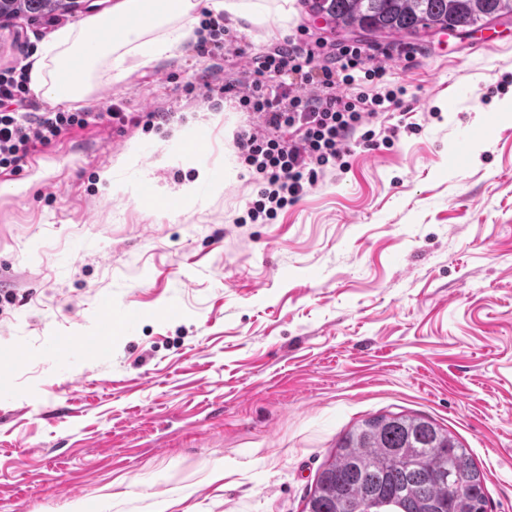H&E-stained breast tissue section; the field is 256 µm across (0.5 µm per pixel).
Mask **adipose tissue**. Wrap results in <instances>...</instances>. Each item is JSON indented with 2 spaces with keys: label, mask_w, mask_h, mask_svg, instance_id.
<instances>
[{
  "label": "adipose tissue",
  "mask_w": 512,
  "mask_h": 512,
  "mask_svg": "<svg viewBox=\"0 0 512 512\" xmlns=\"http://www.w3.org/2000/svg\"><path fill=\"white\" fill-rule=\"evenodd\" d=\"M206 5L213 13L267 27L272 37L288 25V0H278L273 22L265 10L248 7L246 0H206ZM197 7V0H115L111 18L131 17L134 25L103 43L89 38L90 31L105 26L107 20L100 17L57 30L33 56L31 83L44 100L55 105L88 100L92 75L101 59L111 58L112 78L119 81L126 74V55H139L145 63L169 56L191 37Z\"/></svg>",
  "instance_id": "ef3b65f1"
}]
</instances>
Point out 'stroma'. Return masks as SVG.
I'll list each match as a JSON object with an SVG mask.
<instances>
[{
	"label": "stroma",
	"mask_w": 512,
	"mask_h": 512,
	"mask_svg": "<svg viewBox=\"0 0 512 512\" xmlns=\"http://www.w3.org/2000/svg\"><path fill=\"white\" fill-rule=\"evenodd\" d=\"M112 3L0 19V71ZM230 26L241 57L105 62L70 106L173 123L75 129L0 173V512H303L340 438L391 412L448 430L512 512V21L374 38L407 127L265 222L224 85L274 43ZM106 303L132 321L71 350Z\"/></svg>",
	"instance_id": "obj_1"
}]
</instances>
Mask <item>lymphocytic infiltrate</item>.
<instances>
[{
	"instance_id": "obj_1",
	"label": "lymphocytic infiltrate",
	"mask_w": 512,
	"mask_h": 512,
	"mask_svg": "<svg viewBox=\"0 0 512 512\" xmlns=\"http://www.w3.org/2000/svg\"><path fill=\"white\" fill-rule=\"evenodd\" d=\"M201 56L237 57L238 37L223 15H210L197 31ZM366 48L355 41L312 38L305 26L274 48L252 58L243 90L227 83L239 107L253 120L234 142L243 163L257 176L259 190L249 209L251 220L273 219L294 204L327 168L345 167L353 143L369 146L384 104L403 108L407 91L387 80L383 66L369 65ZM312 86L299 93L288 77ZM27 69L0 73V172L23 171L30 157L63 133L103 121L146 130L169 122L167 112H36Z\"/></svg>"
}]
</instances>
